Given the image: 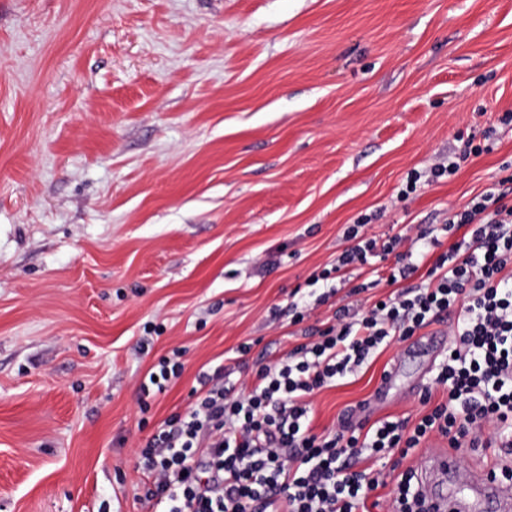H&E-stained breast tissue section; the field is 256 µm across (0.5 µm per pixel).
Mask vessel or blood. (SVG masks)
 Listing matches in <instances>:
<instances>
[{
	"label": "vessel or blood",
	"instance_id": "obj_1",
	"mask_svg": "<svg viewBox=\"0 0 512 512\" xmlns=\"http://www.w3.org/2000/svg\"><path fill=\"white\" fill-rule=\"evenodd\" d=\"M420 489L434 512H512V487L492 482L486 473L463 467L451 453L420 458Z\"/></svg>",
	"mask_w": 512,
	"mask_h": 512
}]
</instances>
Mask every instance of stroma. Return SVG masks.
Instances as JSON below:
<instances>
[{
	"label": "stroma",
	"mask_w": 512,
	"mask_h": 512,
	"mask_svg": "<svg viewBox=\"0 0 512 512\" xmlns=\"http://www.w3.org/2000/svg\"><path fill=\"white\" fill-rule=\"evenodd\" d=\"M508 112L512 0H0V512H147L140 448L200 368L250 379L391 293L377 260L285 317L347 227L411 236L491 188L512 205ZM448 328L318 392L315 433L365 402L369 424L417 419ZM183 354V350L174 349L172 356L160 357L157 364L150 368L140 380L137 392L141 412L145 413L149 410V398L165 391L173 380L181 376L184 363L180 359ZM154 377H157V381H154Z\"/></svg>",
	"instance_id": "1"
}]
</instances>
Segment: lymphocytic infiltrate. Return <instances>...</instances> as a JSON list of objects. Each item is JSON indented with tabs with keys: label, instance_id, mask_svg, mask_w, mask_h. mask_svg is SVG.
Listing matches in <instances>:
<instances>
[{
	"label": "lymphocytic infiltrate",
	"instance_id": "obj_1",
	"mask_svg": "<svg viewBox=\"0 0 512 512\" xmlns=\"http://www.w3.org/2000/svg\"><path fill=\"white\" fill-rule=\"evenodd\" d=\"M443 233L453 241L433 261L425 286L361 313L340 309L333 324L307 328L306 342L259 369L251 390L239 388L224 366L200 371L193 405L164 420L141 451L140 465L152 478L144 495L151 512H356L379 485L378 476L358 467L367 455L404 458L433 435L455 449L477 447L485 435L511 455L512 206L488 190L439 230L421 229L390 282L417 271ZM345 236L351 247L309 280L322 294L289 305L293 323L335 294L347 266L400 243L361 237L355 225ZM452 312L448 352L433 388L421 394L429 411L418 423L387 420L364 431L345 419L334 432L314 433L316 390L354 374L382 343L413 336ZM182 356L176 349L160 357L140 380L141 411L181 376Z\"/></svg>",
	"mask_w": 512,
	"mask_h": 512
}]
</instances>
